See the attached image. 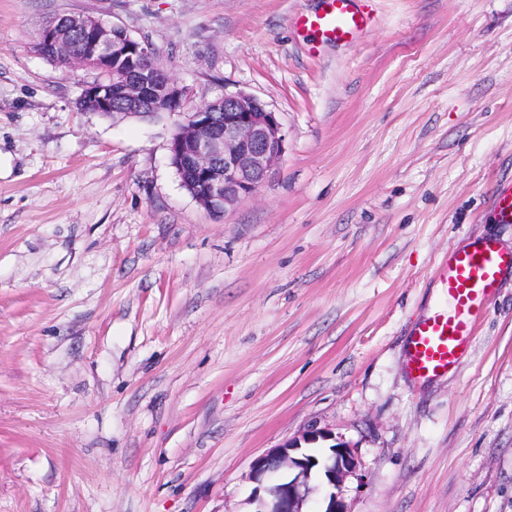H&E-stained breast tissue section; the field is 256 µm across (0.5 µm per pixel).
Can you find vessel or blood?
Returning a JSON list of instances; mask_svg holds the SVG:
<instances>
[{
	"label": "vessel or blood",
	"mask_w": 512,
	"mask_h": 512,
	"mask_svg": "<svg viewBox=\"0 0 512 512\" xmlns=\"http://www.w3.org/2000/svg\"><path fill=\"white\" fill-rule=\"evenodd\" d=\"M321 11L303 14L299 29L315 40L346 42L363 32L369 19L356 0H322ZM512 271V251L485 238L469 249L449 251L439 265L449 310L421 320L405 345V369L412 379L426 381L458 370L467 357L476 322L493 296L503 272Z\"/></svg>",
	"instance_id": "b4317fda"
}]
</instances>
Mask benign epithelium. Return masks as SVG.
Instances as JSON below:
<instances>
[{"instance_id":"7a95c632","label":"benign epithelium","mask_w":512,"mask_h":512,"mask_svg":"<svg viewBox=\"0 0 512 512\" xmlns=\"http://www.w3.org/2000/svg\"><path fill=\"white\" fill-rule=\"evenodd\" d=\"M78 33L80 52H69V37ZM38 40L56 64L105 72L108 81L83 86L78 104L85 112L147 117L163 110L185 114L169 143L170 160L182 187L207 212L222 215L253 197L286 150V132L278 113L256 97L226 93L196 112H183L185 87L150 66L156 55L147 41L126 28L81 14H60L38 31ZM334 441L318 457L309 445ZM349 446L325 428L310 427L300 436L256 457L246 476L254 484L253 512H305L311 481L325 489L322 512H347L342 487L355 473ZM280 474L272 482L274 474Z\"/></svg>"}]
</instances>
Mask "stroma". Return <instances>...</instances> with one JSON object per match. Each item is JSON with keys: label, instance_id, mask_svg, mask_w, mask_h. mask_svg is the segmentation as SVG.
<instances>
[{"label": "stroma", "instance_id": "35a3bbf8", "mask_svg": "<svg viewBox=\"0 0 512 512\" xmlns=\"http://www.w3.org/2000/svg\"><path fill=\"white\" fill-rule=\"evenodd\" d=\"M0 0V512H249L251 462L308 426L357 459L348 512H512V273L456 374L405 369L449 250L512 224V0ZM84 14L157 49L191 106L278 112L286 152L215 217L183 117L82 111L32 50ZM357 0H322L321 11L302 14L297 26L314 40L346 42L363 32L369 18L356 7Z\"/></svg>", "mask_w": 512, "mask_h": 512}]
</instances>
